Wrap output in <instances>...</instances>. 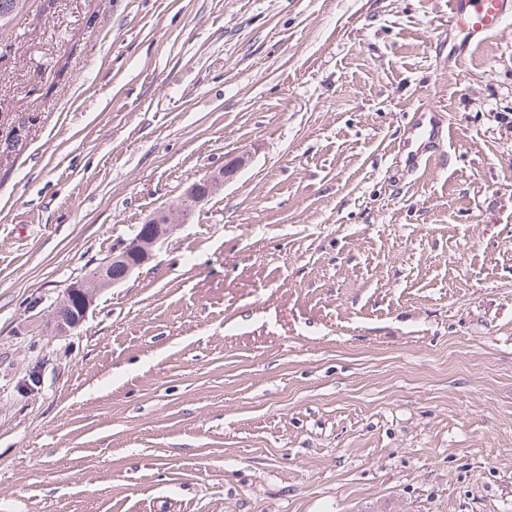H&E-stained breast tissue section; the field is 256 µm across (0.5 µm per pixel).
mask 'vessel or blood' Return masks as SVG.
Returning <instances> with one entry per match:
<instances>
[{
	"label": "vessel or blood",
	"mask_w": 512,
	"mask_h": 512,
	"mask_svg": "<svg viewBox=\"0 0 512 512\" xmlns=\"http://www.w3.org/2000/svg\"><path fill=\"white\" fill-rule=\"evenodd\" d=\"M448 17L455 29L457 60L512 20V0H448ZM447 117L437 106L415 111L407 128L412 168L428 162L444 142Z\"/></svg>",
	"instance_id": "b4317fda"
}]
</instances>
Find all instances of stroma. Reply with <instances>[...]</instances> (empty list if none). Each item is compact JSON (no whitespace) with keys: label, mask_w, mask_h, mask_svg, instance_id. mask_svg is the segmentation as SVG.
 I'll list each match as a JSON object with an SVG mask.
<instances>
[{"label":"stroma","mask_w":512,"mask_h":512,"mask_svg":"<svg viewBox=\"0 0 512 512\" xmlns=\"http://www.w3.org/2000/svg\"><path fill=\"white\" fill-rule=\"evenodd\" d=\"M0 45V512H512V23L451 67L448 0H28ZM448 130L450 137V124L444 112L437 106L427 105L414 112L412 120L407 128L406 142L412 145L407 154V160L411 162L412 169H418L439 150L444 143V136ZM247 161L248 155L242 154L237 156L231 162L224 164V168L219 170L216 175L209 176V178L215 177L217 181L215 182L213 179H211L208 184V190L206 192H199L197 184H194L188 194L193 196L195 204L205 200L209 197V195L214 193L219 186H222L231 180L238 173V171L246 165ZM161 214L165 216L164 219L160 218ZM183 220L182 209L176 211L168 210L154 216L148 221L152 222L154 225L140 224L135 232L136 236L148 238L152 235V226H154L155 234L151 239L144 240L141 237H135L133 235L128 241L112 250V257L110 259L90 270L84 277L72 282L67 287L64 297L60 302L62 304H66L68 296L78 292L81 294L83 299L82 311L79 316H75L67 320L69 316L78 312L81 303V297L79 294L69 297L67 305L58 309L55 308L53 313V318L57 317L59 319L66 320L58 321L56 331L64 336L72 334L85 321L86 315L95 301L97 294L102 290L115 287L119 284L118 282H112V280L107 276L105 265L108 261H112V263H114L110 269V276L113 280L123 279L125 275V267L131 266L127 269L126 277L124 279L129 278L135 270L140 269L152 258L154 251L161 247L165 241L170 238ZM129 250L140 251L144 255L143 263L139 266H132L136 265L141 260V254L133 252L128 254L127 262L124 263V265H115L122 263L125 260L126 253Z\"/></svg>","instance_id":"1"}]
</instances>
